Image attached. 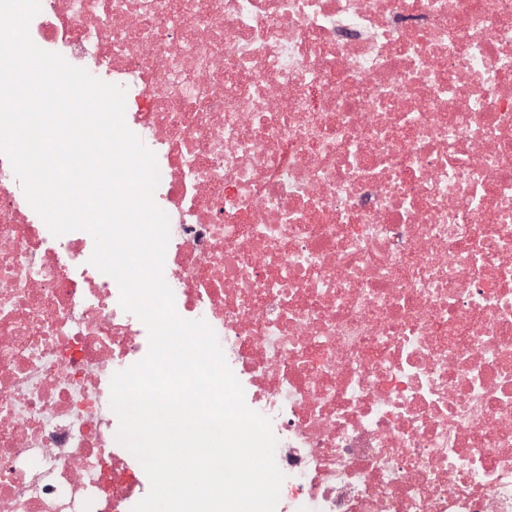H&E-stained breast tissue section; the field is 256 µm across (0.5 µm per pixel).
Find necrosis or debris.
Returning a JSON list of instances; mask_svg holds the SVG:
<instances>
[{
	"label": "necrosis or debris",
	"mask_w": 512,
	"mask_h": 512,
	"mask_svg": "<svg viewBox=\"0 0 512 512\" xmlns=\"http://www.w3.org/2000/svg\"><path fill=\"white\" fill-rule=\"evenodd\" d=\"M131 78L163 277L267 417L282 512H512V0H40ZM0 154V512H131L148 331Z\"/></svg>",
	"instance_id": "1"
}]
</instances>
